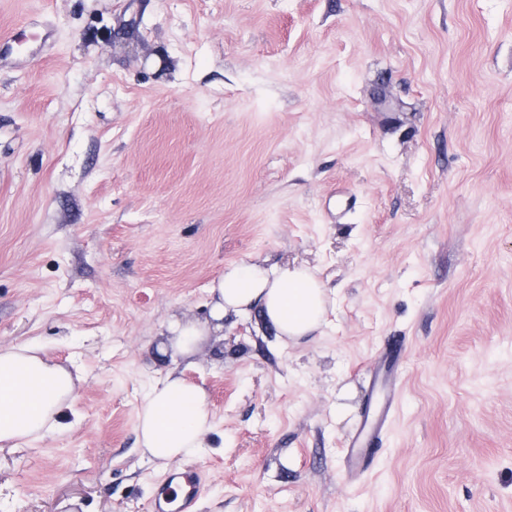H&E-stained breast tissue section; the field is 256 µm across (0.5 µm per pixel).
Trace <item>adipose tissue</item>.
Instances as JSON below:
<instances>
[{
  "mask_svg": "<svg viewBox=\"0 0 512 512\" xmlns=\"http://www.w3.org/2000/svg\"><path fill=\"white\" fill-rule=\"evenodd\" d=\"M210 293L211 327L180 319L167 325L170 346L193 355L210 332L223 328L226 311L259 310L283 340L312 334L324 322L327 291L304 266L241 262L225 267ZM76 376L36 344L0 346V446L35 441L62 430V417L77 396ZM206 391L181 376L167 374L151 386L138 411V442L159 466L195 455L212 426Z\"/></svg>",
  "mask_w": 512,
  "mask_h": 512,
  "instance_id": "1",
  "label": "adipose tissue"
}]
</instances>
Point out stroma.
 <instances>
[{
    "label": "stroma",
    "mask_w": 512,
    "mask_h": 512,
    "mask_svg": "<svg viewBox=\"0 0 512 512\" xmlns=\"http://www.w3.org/2000/svg\"><path fill=\"white\" fill-rule=\"evenodd\" d=\"M0 345L82 377L66 431L0 447V512H512V0H0ZM303 265L323 327L228 312L226 265ZM406 350L368 468L346 443ZM203 387L199 454L137 439ZM206 391L169 372L150 387L138 411V442L143 453L161 467L194 456L211 429ZM184 480L183 489H181L180 504L177 507L179 512H194L192 507L197 501L198 495V476L195 472L188 470L183 473L172 474L162 480L155 488L152 497L153 512H171V504L174 503V495H177L173 483L175 479Z\"/></svg>",
    "instance_id": "35a3bbf8"
}]
</instances>
